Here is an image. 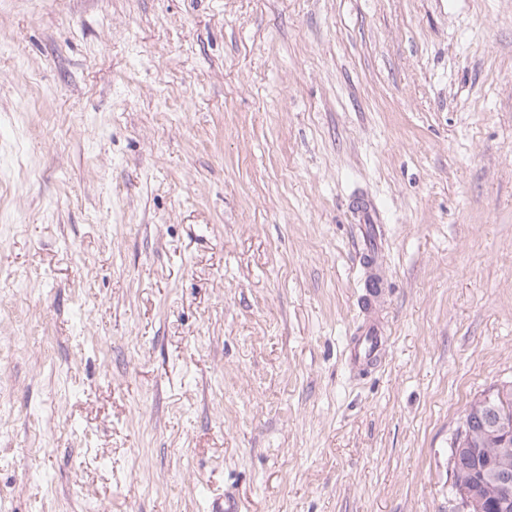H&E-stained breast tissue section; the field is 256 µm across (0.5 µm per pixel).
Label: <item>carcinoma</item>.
Listing matches in <instances>:
<instances>
[{
  "mask_svg": "<svg viewBox=\"0 0 512 512\" xmlns=\"http://www.w3.org/2000/svg\"><path fill=\"white\" fill-rule=\"evenodd\" d=\"M464 418L472 423L466 447L478 449L484 463L490 468L512 475V455L504 457L498 451L502 437L512 432V386L495 390L489 401L482 396L476 398L466 410ZM458 466L466 472L467 485L478 488L487 512H512V504H502L496 482L481 479L471 457L460 456Z\"/></svg>",
  "mask_w": 512,
  "mask_h": 512,
  "instance_id": "carcinoma-1",
  "label": "carcinoma"
}]
</instances>
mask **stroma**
Instances as JSON below:
<instances>
[{
	"instance_id": "35a3bbf8",
	"label": "stroma",
	"mask_w": 512,
	"mask_h": 512,
	"mask_svg": "<svg viewBox=\"0 0 512 512\" xmlns=\"http://www.w3.org/2000/svg\"><path fill=\"white\" fill-rule=\"evenodd\" d=\"M502 385L512 0H0V512H453ZM352 209L358 219L359 230L365 244L363 252L372 255L375 253L374 243L376 242V231L379 225L376 209L371 200L364 195L353 197ZM367 282L370 288H367L365 296L366 303L370 308L376 307L383 296L384 289L387 288V282L380 272V262L376 257L367 266ZM349 361L353 366L371 369L378 366L387 352L389 337L375 317L370 318L352 336Z\"/></svg>"
}]
</instances>
